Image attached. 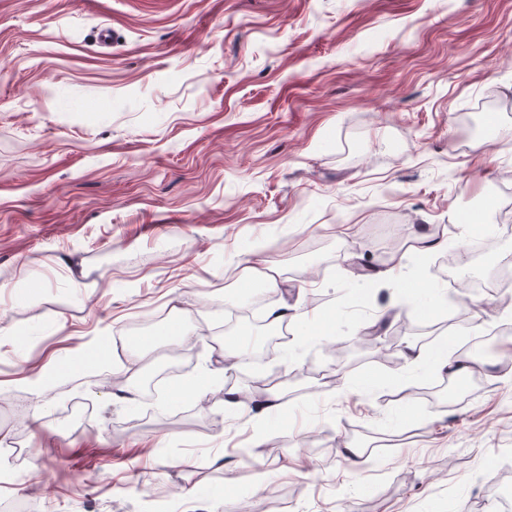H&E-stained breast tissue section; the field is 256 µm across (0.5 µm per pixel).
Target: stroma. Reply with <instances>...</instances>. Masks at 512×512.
<instances>
[{"mask_svg": "<svg viewBox=\"0 0 512 512\" xmlns=\"http://www.w3.org/2000/svg\"><path fill=\"white\" fill-rule=\"evenodd\" d=\"M511 220L512 0H0V428L26 450L0 506L512 501V304L449 282L445 251L415 264L416 235ZM250 262L280 267L289 337L305 312L333 335L226 368L218 327L252 296ZM159 315L136 354L132 328ZM473 330L494 342L463 405L429 366L385 369L389 347L455 352ZM173 361L181 383L213 371L205 395L148 399ZM34 372L64 380L35 397ZM261 380L280 413L225 406Z\"/></svg>", "mask_w": 512, "mask_h": 512, "instance_id": "stroma-1", "label": "stroma"}]
</instances>
